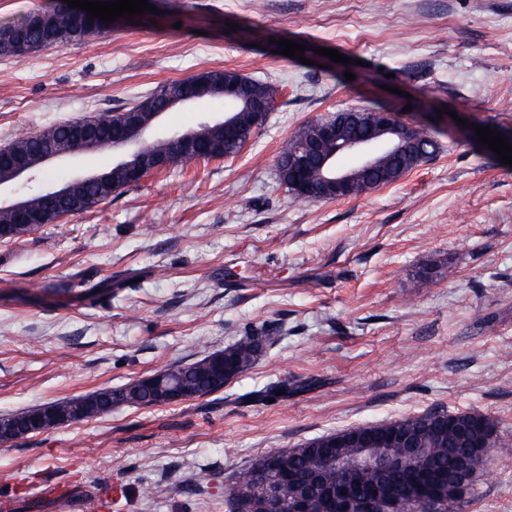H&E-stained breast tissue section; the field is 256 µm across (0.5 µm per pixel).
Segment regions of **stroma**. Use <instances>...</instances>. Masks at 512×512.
I'll return each mask as SVG.
<instances>
[{
  "instance_id": "stroma-1",
  "label": "stroma",
  "mask_w": 512,
  "mask_h": 512,
  "mask_svg": "<svg viewBox=\"0 0 512 512\" xmlns=\"http://www.w3.org/2000/svg\"><path fill=\"white\" fill-rule=\"evenodd\" d=\"M149 2L80 44L0 59V146L205 70L277 84L278 105L235 157L0 240V416L123 387L252 329L271 339L210 396L0 443V512H98L113 492L120 512H224L233 475L266 452L431 411L489 417L512 448V167L474 130L512 133V0ZM279 38L305 44L303 60L275 53ZM321 47L345 62L316 67ZM408 100L403 121L439 132L435 159L356 198L305 204L279 183L303 123ZM223 116L203 99L155 133ZM112 160L42 168L15 193ZM281 381L288 396L254 399ZM462 512H512V467L487 463Z\"/></svg>"
}]
</instances>
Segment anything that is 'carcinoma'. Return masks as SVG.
Returning <instances> with one entry per match:
<instances>
[{"instance_id":"cac0c4a2","label":"carcinoma","mask_w":512,"mask_h":512,"mask_svg":"<svg viewBox=\"0 0 512 512\" xmlns=\"http://www.w3.org/2000/svg\"><path fill=\"white\" fill-rule=\"evenodd\" d=\"M32 21L22 20L18 24L0 26V58H21L52 47L79 44L90 36L102 33L111 25L95 18L80 20L61 0H43V3L29 12ZM28 42L25 52L14 49L15 34ZM211 88L206 97H224V72L212 70ZM196 77L174 80L166 83L149 96L132 103L123 111L103 112L89 118L97 129L100 151L103 153L122 152L133 159L144 152L158 155L172 150L165 138H131L117 142L114 136L124 129V112H139L145 117L159 111L164 103L187 93ZM242 97L245 104H260L271 112L277 107L280 86L257 81L246 75L241 76ZM385 110L395 114L403 107L376 103L370 108L336 112L315 121L301 125L284 145L277 163L278 179L287 192L305 203L313 199L301 194L300 184L290 173L289 161L300 155L304 142L314 138L318 127L329 121L343 119L346 136L359 138L370 131L372 114ZM400 126L409 130L399 151L383 152L376 156V167L367 176L353 180L348 195L360 194L379 189L401 179L416 166L428 162L442 152V146L431 131L418 125L404 122ZM261 128L248 130L237 139H230L224 130L214 123H202L192 130L204 150L212 156L232 157ZM50 141L60 149H75L70 141V122L49 125L39 132L19 137L7 144L10 151L20 156H32L42 142ZM106 180L86 184L78 197L61 198L46 202L34 197L38 209L56 218L88 211L112 199V195L129 187L127 170L123 161H115L104 169ZM12 231L9 239H18L34 227L18 224L14 212L0 207V228ZM267 340L265 331H251L224 349L209 353L202 358L177 363L151 376L153 383L139 379L119 389L105 388L81 397L56 400L21 412L23 416L35 417L46 410L59 415H70L74 419L99 418L121 406L154 407L169 403L167 393L174 388L188 391L187 399L206 397L224 389L228 383L249 371L259 360L263 343ZM467 431L477 448V454L484 448L496 449L499 466H512V448H504L498 440L493 423L478 413L448 414L446 412L426 413L419 416L391 420L370 428L374 434L395 439L399 434L419 436L425 439L426 451L415 455L408 471L390 480H384L375 472L365 470L354 477L356 498L388 499L394 502L400 512H457L463 497L456 495L454 486L458 481L459 464L457 453L462 448L461 431ZM359 449L349 445L344 448H315L306 443L299 448L270 451L255 459L251 465L233 476L229 494L224 499L226 512H266L261 499L265 484L275 481L280 486L278 512H291L298 501H308L313 512H340L336 502L323 494V490L336 484V458L352 457Z\"/></svg>"}]
</instances>
